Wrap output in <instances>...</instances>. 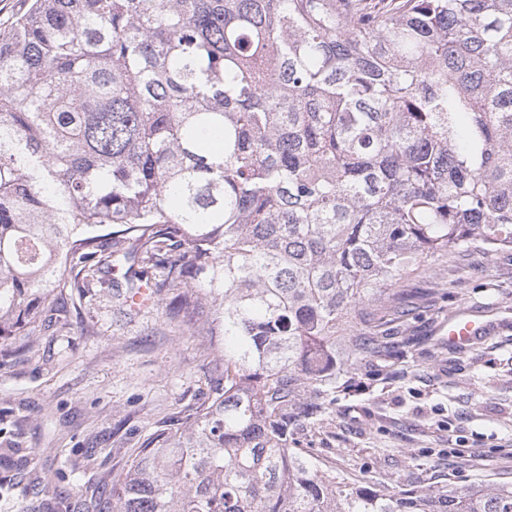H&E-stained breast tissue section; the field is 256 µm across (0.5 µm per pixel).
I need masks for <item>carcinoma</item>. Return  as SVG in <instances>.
<instances>
[{
  "label": "carcinoma",
  "mask_w": 512,
  "mask_h": 512,
  "mask_svg": "<svg viewBox=\"0 0 512 512\" xmlns=\"http://www.w3.org/2000/svg\"><path fill=\"white\" fill-rule=\"evenodd\" d=\"M512 248V0H29L0 29V338L127 265L220 378L112 512H512L302 448L427 258Z\"/></svg>",
  "instance_id": "cac0c4a2"
}]
</instances>
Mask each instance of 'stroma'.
Segmentation results:
<instances>
[{
    "mask_svg": "<svg viewBox=\"0 0 512 512\" xmlns=\"http://www.w3.org/2000/svg\"><path fill=\"white\" fill-rule=\"evenodd\" d=\"M125 271L68 289L32 349L0 343V512H98L95 483L208 393L214 338L126 313L113 296ZM406 286L411 315L385 327L393 352L345 376L308 448L361 486L511 485L512 249L464 245ZM460 311L491 329L462 350L443 339Z\"/></svg>",
    "mask_w": 512,
    "mask_h": 512,
    "instance_id": "35a3bbf8",
    "label": "stroma"
}]
</instances>
